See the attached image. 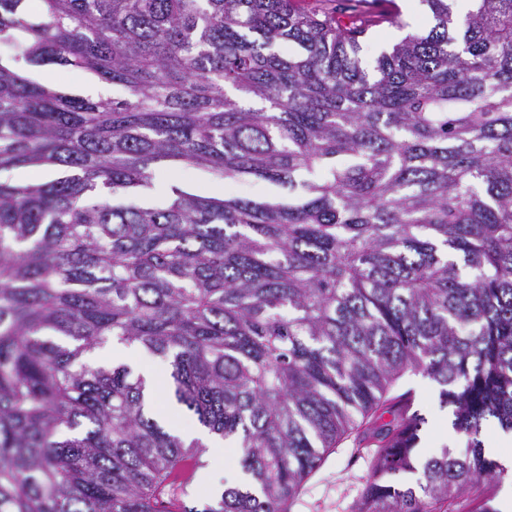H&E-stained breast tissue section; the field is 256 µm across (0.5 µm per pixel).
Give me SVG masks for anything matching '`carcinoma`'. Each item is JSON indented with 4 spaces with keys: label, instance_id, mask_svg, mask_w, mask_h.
I'll list each match as a JSON object with an SVG mask.
<instances>
[{
    "label": "carcinoma",
    "instance_id": "1",
    "mask_svg": "<svg viewBox=\"0 0 512 512\" xmlns=\"http://www.w3.org/2000/svg\"><path fill=\"white\" fill-rule=\"evenodd\" d=\"M0 0V512H161L206 447L147 417L144 379L89 360L164 359L176 402L242 448L202 510L288 512L325 457L373 449L351 512H498L479 439L512 430V0H423L434 25L369 66L395 17L299 0ZM297 47L292 54L282 44ZM71 66L124 90L34 81ZM195 167L288 201L116 202ZM420 374L460 455L419 458ZM421 472L420 490L391 477ZM116 346H122L125 349V359L121 361L128 364L134 373H140L139 368L142 366L153 370L158 375H167L168 368L165 363H163L158 358L148 356L139 347L134 346L131 347L116 343L105 346L104 348L98 350V359L101 361V363L112 364V350H115Z\"/></svg>",
    "mask_w": 512,
    "mask_h": 512
}]
</instances>
